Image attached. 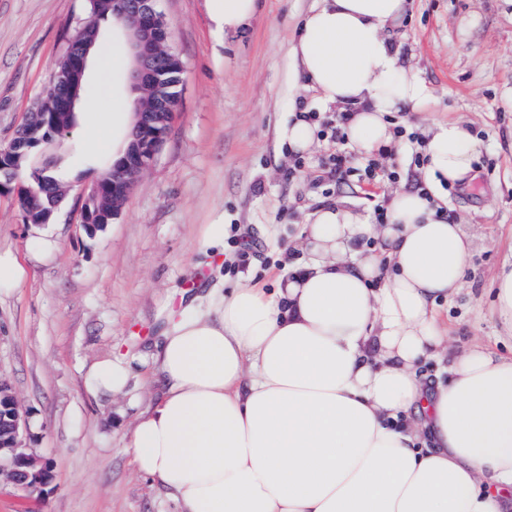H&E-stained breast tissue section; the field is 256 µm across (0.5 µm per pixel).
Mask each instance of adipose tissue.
Here are the masks:
<instances>
[{
	"instance_id": "obj_1",
	"label": "adipose tissue",
	"mask_w": 512,
	"mask_h": 512,
	"mask_svg": "<svg viewBox=\"0 0 512 512\" xmlns=\"http://www.w3.org/2000/svg\"><path fill=\"white\" fill-rule=\"evenodd\" d=\"M210 2L227 32L259 8ZM406 11L407 0H321L290 45L301 87L348 112L345 136L368 154L402 152L389 114L431 96L388 37ZM82 106L72 128L86 149L55 147L64 184L123 155L134 123L120 98L108 112ZM318 133L302 107L279 128L298 154ZM422 135L423 183L394 193L385 223L322 206L274 291L212 292L164 331L153 353L161 394L128 452L179 512H512V357L480 346L449 356L437 310L461 289L474 246L441 201L472 173L481 142L455 121ZM128 378L106 358L85 388L118 393Z\"/></svg>"
}]
</instances>
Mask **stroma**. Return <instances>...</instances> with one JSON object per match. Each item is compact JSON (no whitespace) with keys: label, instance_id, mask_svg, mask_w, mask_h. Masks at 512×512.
Here are the masks:
<instances>
[{"label":"stroma","instance_id":"stroma-1","mask_svg":"<svg viewBox=\"0 0 512 512\" xmlns=\"http://www.w3.org/2000/svg\"><path fill=\"white\" fill-rule=\"evenodd\" d=\"M250 27L215 30L208 0H159L182 59L181 97L167 142L119 216L87 233L79 223L83 173L55 217L26 223L14 194L0 195V253L28 269L0 293V379L27 414L25 444L51 459L40 492L0 481V512H177L175 501L137 474L128 447L134 422L156 396L150 354L172 316L194 296L241 282L271 287L285 248L307 216L338 203L382 223L392 195L420 186L419 145L369 157L334 137L338 107L297 92L290 43L318 0H259ZM393 34L400 63L432 96L413 119L459 120L482 143L470 182L448 189V213L473 236L464 285L448 309L454 352L475 345L512 353L490 312L494 275L512 254V0H409ZM90 17L88 0H0V144L10 142L54 75L68 34ZM320 125L312 152L278 136L297 101ZM347 157L337 170L334 156ZM224 227V252L201 243ZM51 235L60 250L31 257L28 240ZM129 363L123 393L91 397L84 378L97 361Z\"/></svg>","mask_w":512,"mask_h":512}]
</instances>
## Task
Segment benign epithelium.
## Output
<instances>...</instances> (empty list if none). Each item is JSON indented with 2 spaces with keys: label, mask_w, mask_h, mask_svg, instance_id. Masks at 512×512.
<instances>
[{
  "label": "benign epithelium",
  "mask_w": 512,
  "mask_h": 512,
  "mask_svg": "<svg viewBox=\"0 0 512 512\" xmlns=\"http://www.w3.org/2000/svg\"><path fill=\"white\" fill-rule=\"evenodd\" d=\"M115 19L123 29L129 46L133 68L130 74L135 122L124 155L112 163V185L95 178L84 190L80 209V224L93 233L117 215L134 185L161 152L175 115L179 100L178 86L183 65L180 57L168 48L169 27L157 9L158 0H113ZM93 30L88 20L69 38L65 51L67 66L53 77L57 111L32 112L23 123L27 127L35 120L44 126L53 125V132H67L64 111L75 105L72 95L74 78H83L87 70L86 37ZM19 142L12 138L0 146V193L15 191L24 219L35 224L47 223L58 209L63 195L42 188L43 173L35 178L37 187L17 184ZM27 432L26 414L16 400L11 386L0 379V478L30 491H42L52 478V461L37 457L24 445Z\"/></svg>",
  "instance_id": "7a95c632"
}]
</instances>
